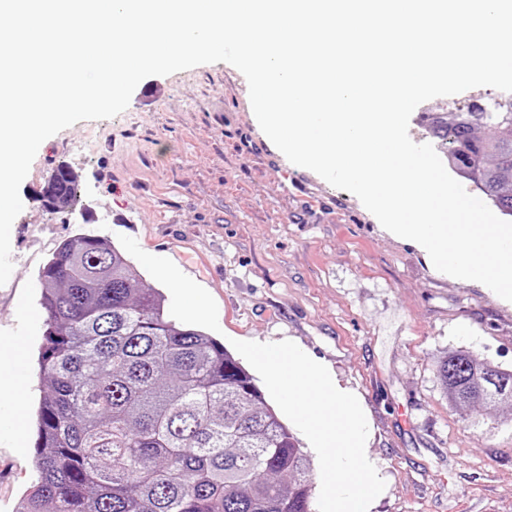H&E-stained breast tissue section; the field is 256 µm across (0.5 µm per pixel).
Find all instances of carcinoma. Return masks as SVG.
<instances>
[{
    "label": "carcinoma",
    "mask_w": 512,
    "mask_h": 512,
    "mask_svg": "<svg viewBox=\"0 0 512 512\" xmlns=\"http://www.w3.org/2000/svg\"><path fill=\"white\" fill-rule=\"evenodd\" d=\"M448 159L512 214V111L432 118ZM51 212L78 175L47 182ZM45 313L38 480L16 512H310L312 464L224 345L171 318L108 240H64L38 275ZM456 403L512 399V370L464 351L437 365Z\"/></svg>",
    "instance_id": "carcinoma-1"
}]
</instances>
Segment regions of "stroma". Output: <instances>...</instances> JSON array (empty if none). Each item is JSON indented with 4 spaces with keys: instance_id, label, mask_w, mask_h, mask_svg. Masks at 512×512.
<instances>
[{
    "instance_id": "obj_1",
    "label": "stroma",
    "mask_w": 512,
    "mask_h": 512,
    "mask_svg": "<svg viewBox=\"0 0 512 512\" xmlns=\"http://www.w3.org/2000/svg\"><path fill=\"white\" fill-rule=\"evenodd\" d=\"M61 164L78 174L80 197L52 214L37 196ZM20 196L0 351L24 349L25 451L0 439V512L38 478V273L87 231L122 249L179 321L224 343L293 341L356 395L385 482L369 512H512V402L455 405L436 373L460 350L512 370V302L437 271L355 195L293 165L234 66L143 79L121 114L46 139Z\"/></svg>"
}]
</instances>
